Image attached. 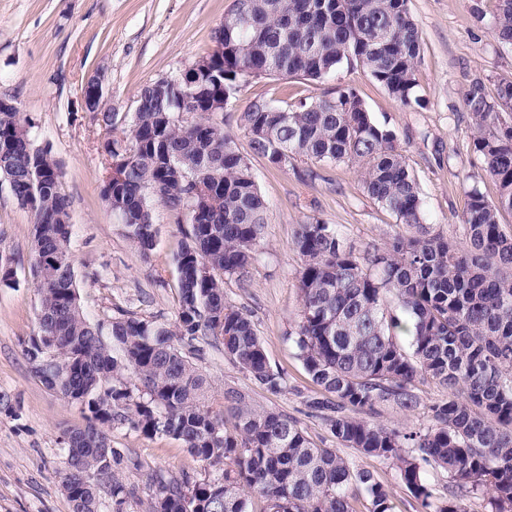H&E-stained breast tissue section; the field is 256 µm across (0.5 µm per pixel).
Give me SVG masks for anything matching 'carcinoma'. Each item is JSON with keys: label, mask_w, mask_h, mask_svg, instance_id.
Here are the masks:
<instances>
[{"label": "carcinoma", "mask_w": 512, "mask_h": 512, "mask_svg": "<svg viewBox=\"0 0 512 512\" xmlns=\"http://www.w3.org/2000/svg\"><path fill=\"white\" fill-rule=\"evenodd\" d=\"M409 0H234L215 30L203 66L177 94L159 78L137 92L121 138L107 141L112 160L101 197L125 236L147 257L159 229L153 206L185 211L186 241L174 256L178 310L166 326L121 314L91 320L70 253V199L58 161L35 145L34 124L0 109V180L34 212L32 274L39 302L35 330L21 342L36 377L81 407L86 424L61 441L62 484L70 512H99L105 491L122 512L130 491L115 477L120 453L112 429L180 441L204 477H154L147 512H393L389 490L336 448L316 446L294 418L259 406L241 390L210 404L207 377L182 351L220 343L251 380L278 394L285 375L269 363L250 316L226 298L224 278L247 281L269 223L268 207L247 157L224 131L243 84L300 76L318 85L342 66H359L403 105L420 104L416 66L421 35ZM493 37L512 46V0H495ZM200 112L180 118L185 98ZM464 105L477 130L474 151L498 186L492 202L469 193L464 237L426 224L419 184L394 130L376 123L357 91L300 97L280 106L246 101L241 125L253 153L280 169L297 160L352 162L368 195L407 234L356 251L339 229L314 218L297 225L292 246L302 260L301 317L289 339L321 396L309 407L338 445L392 463L423 512H512V81L486 93L469 85ZM408 337L402 342L400 336ZM433 381L448 398L429 407L430 423L411 429L374 418L379 404L416 411L419 385ZM447 474V494L428 482Z\"/></svg>", "instance_id": "carcinoma-1"}]
</instances>
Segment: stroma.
Segmentation results:
<instances>
[{"instance_id":"1","label":"stroma","mask_w":512,"mask_h":512,"mask_svg":"<svg viewBox=\"0 0 512 512\" xmlns=\"http://www.w3.org/2000/svg\"><path fill=\"white\" fill-rule=\"evenodd\" d=\"M233 0H0V97L13 99L34 124L36 142L49 145L59 160L62 187L71 200L74 232L70 251L84 309L90 318L124 310L171 324L177 318L178 281L174 257L188 224L156 205L157 245L142 257L101 198L109 172L106 134L82 111L81 88L96 73L105 75V98L116 131L126 129L140 87L190 66L213 46L212 35ZM421 33L416 67L422 103L403 106L362 69L342 67L317 86L299 77L250 81L241 100L265 96L289 102L336 84L358 92L373 120L393 129L418 180L428 223L445 236L462 237L471 190L496 200L498 187L473 150L474 127L463 103L468 86L481 82L488 93L512 81V47L491 33L495 0H409ZM224 129L248 156L270 221L250 284L225 279L228 301L251 315L272 368L287 376L288 388L274 395L253 383L208 345L193 362L209 379L211 403L220 407L225 388L249 393L263 407L296 418L318 443L334 446L319 418L304 405L316 388L288 339L300 320L298 271L301 259L291 241L297 224L316 216L337 225L357 251L381 245L402 232L395 216L366 193L360 168L296 161L281 170L252 154L238 115H224ZM34 216L0 183V253L14 258L16 282L0 287V393L12 411L0 408V512H70L62 488L65 430L83 426L79 406L47 389L33 374L21 342L35 327L39 295L31 272ZM121 452L118 473L130 489L124 512H145L153 478L204 471L180 441L145 437L126 427L112 431ZM344 456L388 487L394 512H421L418 501L387 461L347 448Z\"/></svg>"}]
</instances>
